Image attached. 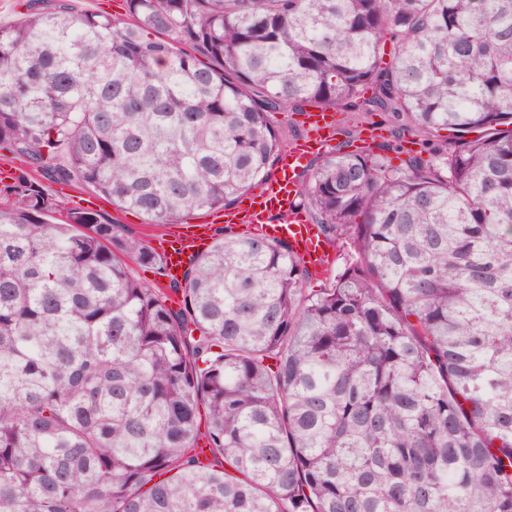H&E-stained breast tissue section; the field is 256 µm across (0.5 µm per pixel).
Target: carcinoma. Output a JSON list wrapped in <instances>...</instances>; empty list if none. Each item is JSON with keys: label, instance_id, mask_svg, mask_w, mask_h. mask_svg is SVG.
Returning a JSON list of instances; mask_svg holds the SVG:
<instances>
[{"label": "carcinoma", "instance_id": "carcinoma-1", "mask_svg": "<svg viewBox=\"0 0 512 512\" xmlns=\"http://www.w3.org/2000/svg\"><path fill=\"white\" fill-rule=\"evenodd\" d=\"M125 2L0 25V150L47 180L148 224L226 210L307 107L428 157L300 175L355 253L318 291L226 228L141 282L168 277L145 240L1 184L0 512H512V0Z\"/></svg>", "mask_w": 512, "mask_h": 512}]
</instances>
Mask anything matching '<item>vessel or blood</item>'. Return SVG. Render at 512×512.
Wrapping results in <instances>:
<instances>
[{
	"instance_id": "vessel-or-blood-1",
	"label": "vessel or blood",
	"mask_w": 512,
	"mask_h": 512,
	"mask_svg": "<svg viewBox=\"0 0 512 512\" xmlns=\"http://www.w3.org/2000/svg\"><path fill=\"white\" fill-rule=\"evenodd\" d=\"M309 119L313 127L312 136L292 146L280 158L270 179L234 209L218 215L217 221L221 224H244L270 240L287 242L311 273L319 276L332 267L335 255L327 249L319 226L295 212L294 203L298 174L314 157L325 153L331 146L336 121L324 110L311 111ZM204 245L203 228L169 233L160 242L159 250L171 277L180 278L202 253Z\"/></svg>"
}]
</instances>
